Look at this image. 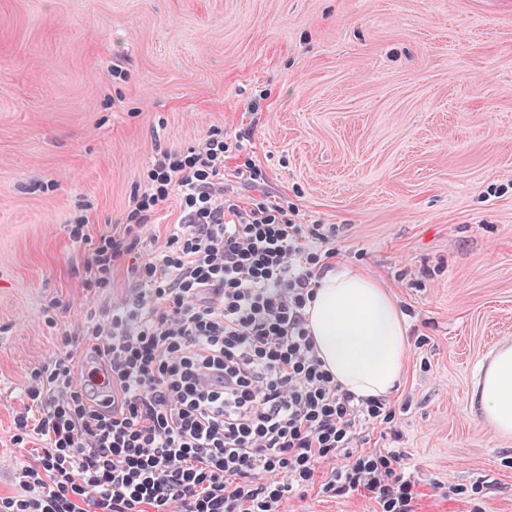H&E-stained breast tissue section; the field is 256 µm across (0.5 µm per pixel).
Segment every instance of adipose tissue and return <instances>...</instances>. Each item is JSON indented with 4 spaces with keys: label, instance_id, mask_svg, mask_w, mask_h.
<instances>
[{
    "label": "adipose tissue",
    "instance_id": "ef3b65f1",
    "mask_svg": "<svg viewBox=\"0 0 512 512\" xmlns=\"http://www.w3.org/2000/svg\"><path fill=\"white\" fill-rule=\"evenodd\" d=\"M319 355L335 381L370 399L388 397L405 369L407 328L390 291L363 270H327L307 314ZM473 403L499 434H512V343L498 346L477 378Z\"/></svg>",
    "mask_w": 512,
    "mask_h": 512
}]
</instances>
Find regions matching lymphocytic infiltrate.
<instances>
[{
    "instance_id": "1",
    "label": "lymphocytic infiltrate",
    "mask_w": 512,
    "mask_h": 512,
    "mask_svg": "<svg viewBox=\"0 0 512 512\" xmlns=\"http://www.w3.org/2000/svg\"><path fill=\"white\" fill-rule=\"evenodd\" d=\"M210 129L160 151L126 223L101 235L86 287L107 286L171 192L181 217L131 272L138 286L88 326L98 369L72 354L41 369L16 415L42 446L0 512H285L297 490L359 494L415 512L418 483L398 448L353 452L387 400L354 396L324 368L307 309L333 251L268 193L241 204Z\"/></svg>"
}]
</instances>
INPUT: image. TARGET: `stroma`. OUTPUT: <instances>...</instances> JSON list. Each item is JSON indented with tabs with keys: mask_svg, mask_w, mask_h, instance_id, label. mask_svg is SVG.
Masks as SVG:
<instances>
[{
	"mask_svg": "<svg viewBox=\"0 0 512 512\" xmlns=\"http://www.w3.org/2000/svg\"><path fill=\"white\" fill-rule=\"evenodd\" d=\"M214 126L250 135L225 174L252 160L406 318L395 419L359 450H405L416 512H512V437L472 404L512 343V0H0V496L37 368L92 369L89 315L134 288L123 264L85 288L93 241L158 151ZM293 508L377 505L310 487Z\"/></svg>",
	"mask_w": 512,
	"mask_h": 512,
	"instance_id": "obj_1",
	"label": "stroma"
}]
</instances>
